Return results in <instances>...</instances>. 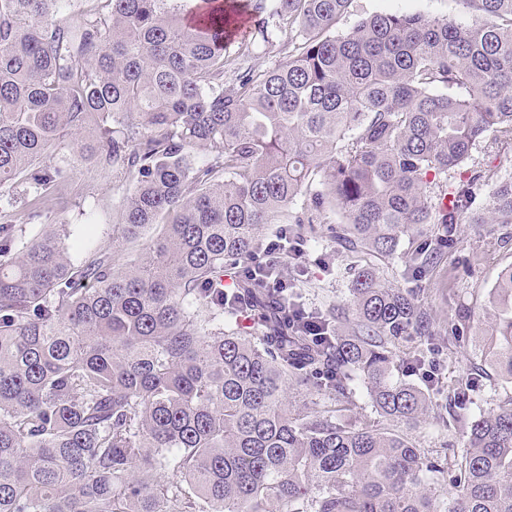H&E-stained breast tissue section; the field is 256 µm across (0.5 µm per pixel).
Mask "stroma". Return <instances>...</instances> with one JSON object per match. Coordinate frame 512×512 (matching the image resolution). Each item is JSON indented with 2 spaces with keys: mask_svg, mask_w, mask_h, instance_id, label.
Returning a JSON list of instances; mask_svg holds the SVG:
<instances>
[{
  "mask_svg": "<svg viewBox=\"0 0 512 512\" xmlns=\"http://www.w3.org/2000/svg\"><path fill=\"white\" fill-rule=\"evenodd\" d=\"M378 12L421 13L431 18H451L469 24L475 19L462 0H352L336 24L337 34L350 32L357 22ZM469 170H494L512 175V141L483 139L471 149L465 163ZM129 185L105 169L96 158H82L56 199L44 207L41 219L30 220L24 183L0 189V223L29 229L45 224L88 226L95 248L112 249V226L117 223ZM454 244L445 249L427 277L419 278L409 267L412 251L420 241L416 232L402 236L393 257L379 261L351 252L331 237L306 245L303 268H289L296 301L306 310L324 312L347 297L358 268L372 263L386 283L414 290L421 304L435 318L437 331L449 323L467 325L469 333L482 327L478 314L500 271L512 264V224L454 225Z\"/></svg>",
  "mask_w": 512,
  "mask_h": 512,
  "instance_id": "35a3bbf8",
  "label": "stroma"
}]
</instances>
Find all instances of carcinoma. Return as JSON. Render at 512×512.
Wrapping results in <instances>:
<instances>
[{"label":"carcinoma","mask_w":512,"mask_h":512,"mask_svg":"<svg viewBox=\"0 0 512 512\" xmlns=\"http://www.w3.org/2000/svg\"><path fill=\"white\" fill-rule=\"evenodd\" d=\"M101 2L63 24L71 0H0V189L19 179L46 203L77 161L43 166L46 150L90 124L132 184L110 253L0 224V512H512V402L469 418L458 387L438 424L462 446L412 437L439 377L397 350L451 349L463 327L438 335L371 268L347 327L334 308L284 314L240 275L268 224L380 256L464 214L512 224V177L448 181L487 134L512 139V0H462L472 24L381 12L342 35L351 0H252L266 18L233 58L227 0ZM287 31L274 67L247 65ZM328 211L343 222L323 227ZM450 245L420 243L413 271ZM484 310L471 387L490 370L512 381V265ZM357 379L402 429L352 422ZM290 387L316 400L294 405Z\"/></svg>","instance_id":"carcinoma-1"}]
</instances>
